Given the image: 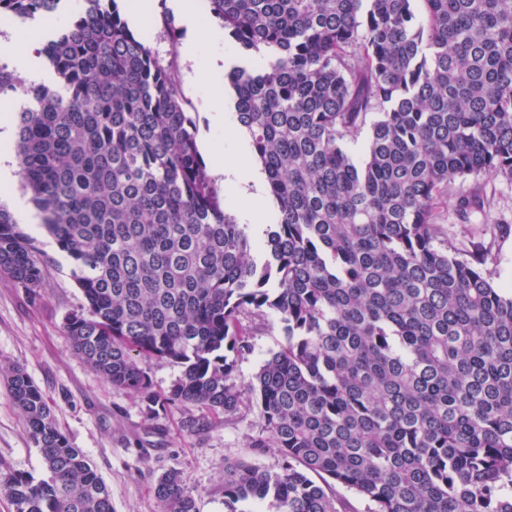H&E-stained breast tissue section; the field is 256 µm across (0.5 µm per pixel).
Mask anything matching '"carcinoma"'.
Listing matches in <instances>:
<instances>
[{"label": "carcinoma", "instance_id": "carcinoma-1", "mask_svg": "<svg viewBox=\"0 0 512 512\" xmlns=\"http://www.w3.org/2000/svg\"><path fill=\"white\" fill-rule=\"evenodd\" d=\"M69 0H0V18L53 17ZM208 0L244 57L228 79L235 116L278 208L253 258L226 213L171 66L117 0H81L36 54L55 85L0 63L18 175L72 261L85 304L63 328L77 354L145 413L235 416L255 397L278 471L224 463V509L273 499L280 512H512V290L497 287L483 235L467 228L483 187L456 199L469 247L436 221L448 186L512 182V0ZM371 124L364 155L345 149ZM0 274L39 296L45 263L0 207ZM279 315L287 343L252 381L248 316ZM181 367L164 394L138 357ZM7 396L47 477L0 460L15 512H113L85 452L18 366ZM159 512H197L176 471Z\"/></svg>", "mask_w": 512, "mask_h": 512}]
</instances>
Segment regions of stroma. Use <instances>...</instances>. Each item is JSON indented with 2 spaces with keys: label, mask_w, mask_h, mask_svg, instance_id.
Segmentation results:
<instances>
[{
  "label": "stroma",
  "mask_w": 512,
  "mask_h": 512,
  "mask_svg": "<svg viewBox=\"0 0 512 512\" xmlns=\"http://www.w3.org/2000/svg\"><path fill=\"white\" fill-rule=\"evenodd\" d=\"M167 20L175 25L180 22L173 0H154L150 47L162 62L175 67L183 107L197 118L201 152L208 156L220 150L230 162L256 166L248 136L236 124L231 95L214 98L207 88L188 78L193 68L207 66L217 55L228 68L239 62L232 41L220 37L219 27L209 22L190 53L186 50L187 34L169 41L163 31ZM476 185L484 188V205L472 213L471 220L477 226H493L486 242L497 259L495 281L512 289V182L480 175L452 183L447 197L438 202V221L448 227L455 224L456 197L464 188ZM13 191L24 204L23 210L14 214L18 227L34 241L48 269L36 299L0 275V363L21 366L43 391L61 429L87 454L106 484L114 512H158L153 485L158 476L172 469L179 472L199 512H224L225 461L240 460L270 471L280 470L282 459L275 449L250 445L261 431L255 407L242 405L230 419L194 409V416L204 418L206 425L190 433L182 427L184 409L173 407L157 417H147L139 395L112 387L87 366L63 329L64 317L84 302L71 276L70 262L42 226L29 191L19 183L14 184ZM285 343L279 318L265 316L253 338L252 353L235 360L238 384L251 381L262 360ZM0 458L14 471L38 480L46 476L41 452L1 384Z\"/></svg>",
  "instance_id": "35a3bbf8"
}]
</instances>
